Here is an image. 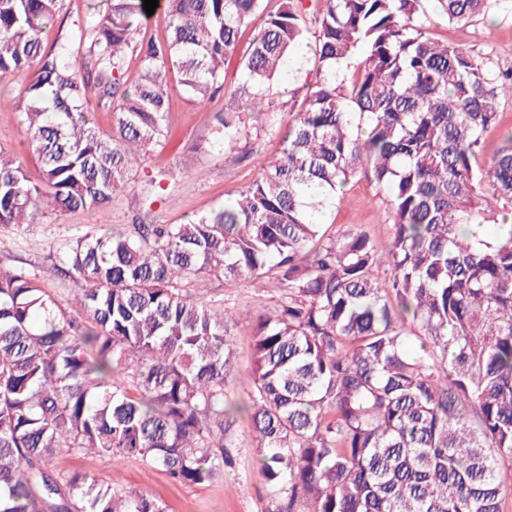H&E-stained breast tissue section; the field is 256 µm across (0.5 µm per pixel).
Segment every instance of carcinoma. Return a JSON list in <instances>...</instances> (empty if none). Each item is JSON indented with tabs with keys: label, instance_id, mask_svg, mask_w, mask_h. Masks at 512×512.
I'll list each match as a JSON object with an SVG mask.
<instances>
[{
	"label": "carcinoma",
	"instance_id": "1",
	"mask_svg": "<svg viewBox=\"0 0 512 512\" xmlns=\"http://www.w3.org/2000/svg\"><path fill=\"white\" fill-rule=\"evenodd\" d=\"M60 2L0 0V79L35 69L0 112L19 114L41 170L36 184L0 149V224L112 202L135 155L165 137L171 93L204 105L223 90L244 27L248 81L224 95L215 144L278 110L274 84L308 39L318 77L288 100L293 119L270 129L279 154L232 205L65 242L48 272L67 300L39 272L0 266V512H167L52 459L139 460L203 486L232 464L241 411L272 512H512V223L498 218L512 206V132L479 162L512 71L431 38L423 0H324L312 30L304 0L275 13L167 0V34L147 41L143 0H100L49 46ZM436 2L450 24L488 8ZM104 100L106 133L91 117ZM358 174L390 209L383 247L323 223ZM247 275L278 300L253 316L238 406L235 315L189 289Z\"/></svg>",
	"mask_w": 512,
	"mask_h": 512
}]
</instances>
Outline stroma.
<instances>
[{
	"instance_id": "1",
	"label": "stroma",
	"mask_w": 512,
	"mask_h": 512,
	"mask_svg": "<svg viewBox=\"0 0 512 512\" xmlns=\"http://www.w3.org/2000/svg\"><path fill=\"white\" fill-rule=\"evenodd\" d=\"M424 23L432 38L465 46L473 54L489 58L494 69H512V0H489L488 13L464 25L443 22L432 0H427ZM223 109V95L199 106L172 93L168 112L172 136L137 158L128 189L96 209L61 216L47 213L36 224H0V265L46 267L50 255L63 243L85 233L133 224H180L232 200L259 176L265 160L279 151L280 140L251 127L236 147L214 146L215 115ZM0 147L15 152L23 160L30 180L39 182L36 156L28 149L17 113L0 112ZM157 179L163 189L156 192L152 205H145V193ZM326 221L339 234L360 226L380 245L391 236L390 211L362 175L328 210ZM206 297L234 307L237 323L231 343L238 362L247 363L252 314L260 307L273 306L276 292L260 279L232 285L214 279ZM250 425L248 418L238 420L242 446L234 451V465L225 468L223 478L203 486L181 485L135 460L116 464L98 456L78 457L63 452L57 455L55 464L58 469L81 471L116 486L147 490L165 501L169 512H272L273 499L255 472Z\"/></svg>"
}]
</instances>
